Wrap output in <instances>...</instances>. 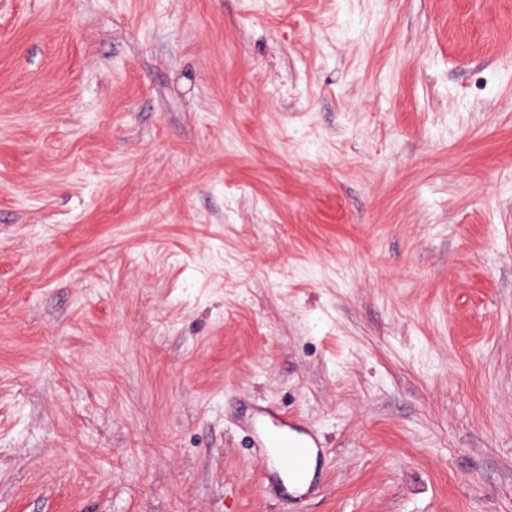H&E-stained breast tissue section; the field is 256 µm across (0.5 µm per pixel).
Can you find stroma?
<instances>
[{
  "label": "stroma",
  "mask_w": 512,
  "mask_h": 512,
  "mask_svg": "<svg viewBox=\"0 0 512 512\" xmlns=\"http://www.w3.org/2000/svg\"><path fill=\"white\" fill-rule=\"evenodd\" d=\"M0 512H512V0H0ZM260 448H265L262 468L278 465V473L288 485L304 478L311 459V478L316 465L314 448H319L316 437L301 427L288 422V417L265 415L257 422ZM295 433V434H293ZM312 457V458H311ZM310 478V479H311Z\"/></svg>",
  "instance_id": "35a3bbf8"
}]
</instances>
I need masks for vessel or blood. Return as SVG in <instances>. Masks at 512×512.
Segmentation results:
<instances>
[{"mask_svg":"<svg viewBox=\"0 0 512 512\" xmlns=\"http://www.w3.org/2000/svg\"><path fill=\"white\" fill-rule=\"evenodd\" d=\"M259 444L265 450L262 467H277L280 477L295 483L304 478L318 446L316 437L279 415L263 416L257 423Z\"/></svg>","mask_w":512,"mask_h":512,"instance_id":"b4317fda","label":"vessel or blood"}]
</instances>
